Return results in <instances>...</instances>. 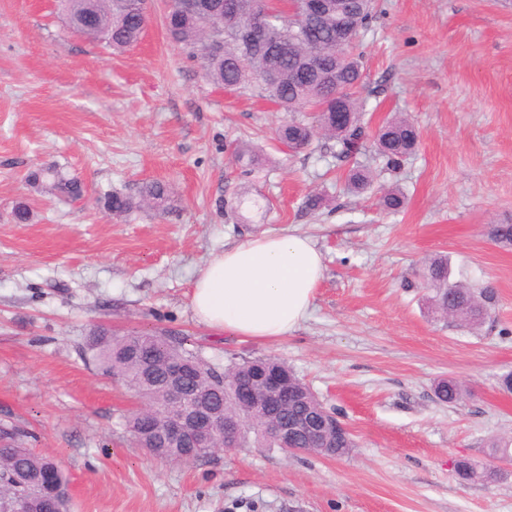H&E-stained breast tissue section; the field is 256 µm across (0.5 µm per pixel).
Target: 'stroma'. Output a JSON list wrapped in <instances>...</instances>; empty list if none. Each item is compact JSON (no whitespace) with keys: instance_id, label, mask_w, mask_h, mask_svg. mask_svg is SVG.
I'll return each instance as SVG.
<instances>
[{"instance_id":"35a3bbf8","label":"stroma","mask_w":512,"mask_h":512,"mask_svg":"<svg viewBox=\"0 0 512 512\" xmlns=\"http://www.w3.org/2000/svg\"><path fill=\"white\" fill-rule=\"evenodd\" d=\"M167 6L148 0L140 42L110 52L74 35L54 0H0V423L69 473V512H512V469L484 482L454 467H493L512 448L500 385L512 372V247L490 235L512 224V0H378L354 49L363 121L373 132L408 117L420 142L395 171L367 147L358 160L375 179L359 195L332 142L288 151L258 89L210 83L169 41ZM238 144L259 151L260 168L244 172ZM49 165L85 197L29 185ZM151 181L171 186L172 210L105 209V194ZM382 185L402 188V209H380ZM20 201L25 224L12 219ZM260 232L304 234L325 264L308 319L266 344L205 328L190 305L207 262ZM436 255L453 280L494 288L480 326L431 312L418 273ZM95 327L169 331L221 364L284 360L355 448L335 460L253 446L155 459L126 431L138 400L82 352ZM443 379L465 388L457 404L437 398Z\"/></svg>"}]
</instances>
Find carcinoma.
Instances as JSON below:
<instances>
[{
	"instance_id": "cac0c4a2",
	"label": "carcinoma",
	"mask_w": 512,
	"mask_h": 512,
	"mask_svg": "<svg viewBox=\"0 0 512 512\" xmlns=\"http://www.w3.org/2000/svg\"><path fill=\"white\" fill-rule=\"evenodd\" d=\"M330 2L333 7L329 13L311 21L319 41L317 48L298 37L301 4L295 3L289 9L271 6L273 23L268 41L295 42V50L281 56H270L264 48L248 45L242 30L244 17L223 14L224 0H207L212 10L210 19L216 22L208 35L204 31V16L183 11L178 0H170L164 26L169 39L200 62L205 77L213 84L236 90L255 83L279 111L287 114L276 130L280 143L300 151L320 133L336 142V157L346 161L360 153L366 136L362 121L364 103L358 96L364 84V70L359 60L346 52L348 64L330 76L325 74L321 56L326 48L336 44V0ZM145 5L146 0H56L57 10L73 33L106 49H122L140 39ZM375 9L374 0H367L364 9L354 15V39L368 29ZM306 109L315 112L314 122L293 116ZM338 109L353 114L352 124L344 130L336 128L334 112ZM418 144L419 130L404 116L383 122L376 135L377 153L389 170L398 168ZM234 157L249 169L262 161L247 146H237ZM29 182L69 200L83 196L80 180L55 168L31 172ZM346 183L349 192L360 194L371 186L373 176L367 167L356 166L349 169ZM404 201L397 187L387 189L379 197L385 211L399 210ZM104 205L116 217L146 207L164 211L171 205L170 190L162 182H148L136 197L119 192L107 194ZM449 276L448 259L442 256L429 259L421 272L424 284L434 292L431 301L435 312L465 326L480 325L494 303V289L486 287L476 295L464 285L450 281ZM83 352L90 355L99 371L120 380L142 402V407L127 419L126 427L140 447L160 459L190 462L207 455L205 451L167 448L162 444L161 433L173 411L166 393V366L170 362L184 367L183 384L187 389L200 395L221 391L211 398V405L228 421L246 422L239 438L241 444L253 441L270 448L275 446L266 434L270 412L261 406L246 409L233 394L232 384L239 378L257 379L276 373L288 393L295 396L280 407L281 414L327 413L316 394L286 363L273 358H245L220 366L200 350L187 347L184 337L171 332L112 336L97 328L90 331ZM436 395L439 400L453 404L462 399L463 389L458 382L446 379L438 382ZM456 473L463 480H494L488 469L469 460L459 463ZM68 484L65 471L50 455L36 453L27 446L24 431L15 426L0 427V512H11L16 502L23 512H46L51 505L57 506L58 512H67L68 499L59 494V488Z\"/></svg>"
}]
</instances>
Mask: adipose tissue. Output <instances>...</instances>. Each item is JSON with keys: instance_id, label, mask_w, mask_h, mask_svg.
Masks as SVG:
<instances>
[{"instance_id": "1", "label": "adipose tissue", "mask_w": 512, "mask_h": 512, "mask_svg": "<svg viewBox=\"0 0 512 512\" xmlns=\"http://www.w3.org/2000/svg\"><path fill=\"white\" fill-rule=\"evenodd\" d=\"M323 274V257L307 236L256 235L209 261L193 283L190 305L215 332L273 342L308 318Z\"/></svg>"}]
</instances>
